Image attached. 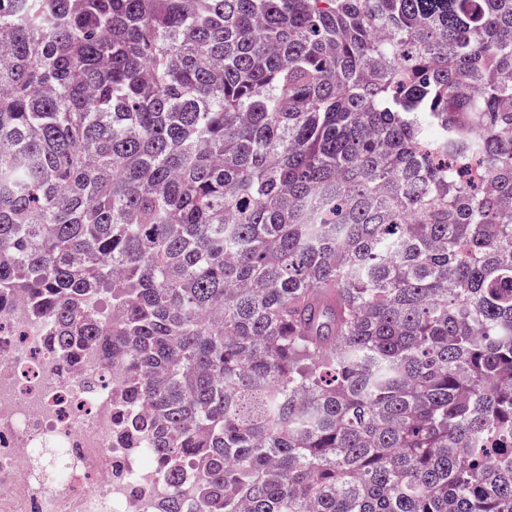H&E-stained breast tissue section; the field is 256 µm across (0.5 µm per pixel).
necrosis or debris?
<instances>
[{
  "mask_svg": "<svg viewBox=\"0 0 512 512\" xmlns=\"http://www.w3.org/2000/svg\"><path fill=\"white\" fill-rule=\"evenodd\" d=\"M28 303L0 310V512H158L165 471L112 431L119 368L59 353ZM63 457L53 475L40 460Z\"/></svg>",
  "mask_w": 512,
  "mask_h": 512,
  "instance_id": "1",
  "label": "necrosis or debris"
}]
</instances>
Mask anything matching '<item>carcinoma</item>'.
<instances>
[{
  "label": "carcinoma",
  "mask_w": 512,
  "mask_h": 512,
  "mask_svg": "<svg viewBox=\"0 0 512 512\" xmlns=\"http://www.w3.org/2000/svg\"><path fill=\"white\" fill-rule=\"evenodd\" d=\"M19 297L161 512H512V0H0Z\"/></svg>",
  "instance_id": "1"
}]
</instances>
